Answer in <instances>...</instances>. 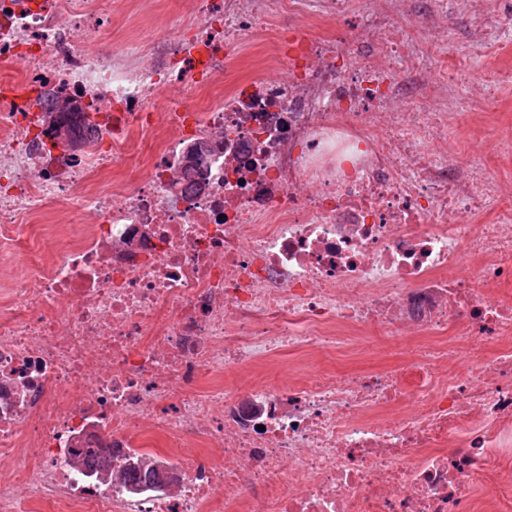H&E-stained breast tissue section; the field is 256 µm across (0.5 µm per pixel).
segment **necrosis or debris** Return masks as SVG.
<instances>
[{
    "mask_svg": "<svg viewBox=\"0 0 512 512\" xmlns=\"http://www.w3.org/2000/svg\"><path fill=\"white\" fill-rule=\"evenodd\" d=\"M474 10L512 30L506 0H179L92 53L106 0H0V512H512V183L448 153L512 83L448 56ZM273 17L276 76L232 79ZM60 95L92 116L76 153ZM367 329L400 360L231 375ZM156 435L172 490L76 464ZM43 117L55 145L64 152L81 149L83 140L76 136L74 129L79 124L90 125V118L80 100L69 97L59 100L45 110Z\"/></svg>",
    "mask_w": 512,
    "mask_h": 512,
    "instance_id": "necrosis-or-debris-1",
    "label": "necrosis or debris"
}]
</instances>
